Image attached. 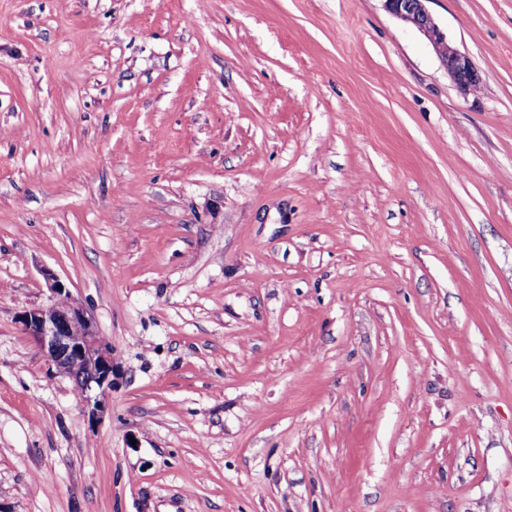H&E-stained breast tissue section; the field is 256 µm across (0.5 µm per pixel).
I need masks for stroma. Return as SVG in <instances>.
Wrapping results in <instances>:
<instances>
[{"label": "stroma", "instance_id": "obj_1", "mask_svg": "<svg viewBox=\"0 0 512 512\" xmlns=\"http://www.w3.org/2000/svg\"><path fill=\"white\" fill-rule=\"evenodd\" d=\"M426 7L475 91L383 0H0V512H512V0ZM52 300L46 305L22 311L18 320L26 334L58 369L86 372L79 387L80 401L92 422L101 420L112 389V348L105 343L88 311L76 300L58 277L44 272Z\"/></svg>", "mask_w": 512, "mask_h": 512}]
</instances>
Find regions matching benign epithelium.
Listing matches in <instances>:
<instances>
[{"label":"benign epithelium","mask_w":512,"mask_h":512,"mask_svg":"<svg viewBox=\"0 0 512 512\" xmlns=\"http://www.w3.org/2000/svg\"><path fill=\"white\" fill-rule=\"evenodd\" d=\"M425 2L384 0L390 14L425 37L455 85L464 92L473 91L479 84L476 68L466 54L448 41ZM44 278L52 300L22 311L19 323L53 365L87 374L79 387L80 401L91 421L97 422L107 410L112 389V348L100 338L92 316L71 297L58 277L47 270Z\"/></svg>","instance_id":"7a95c632"}]
</instances>
